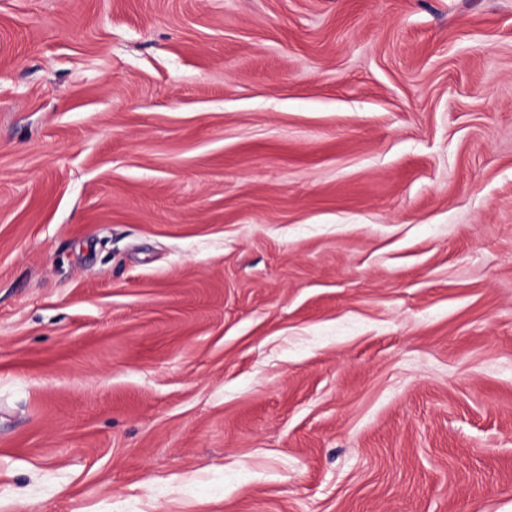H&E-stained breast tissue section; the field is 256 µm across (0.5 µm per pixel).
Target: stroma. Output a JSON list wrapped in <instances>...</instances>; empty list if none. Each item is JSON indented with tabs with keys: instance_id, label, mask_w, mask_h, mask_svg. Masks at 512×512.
<instances>
[{
	"instance_id": "35a3bbf8",
	"label": "stroma",
	"mask_w": 512,
	"mask_h": 512,
	"mask_svg": "<svg viewBox=\"0 0 512 512\" xmlns=\"http://www.w3.org/2000/svg\"><path fill=\"white\" fill-rule=\"evenodd\" d=\"M0 512H512V0H0Z\"/></svg>"
}]
</instances>
